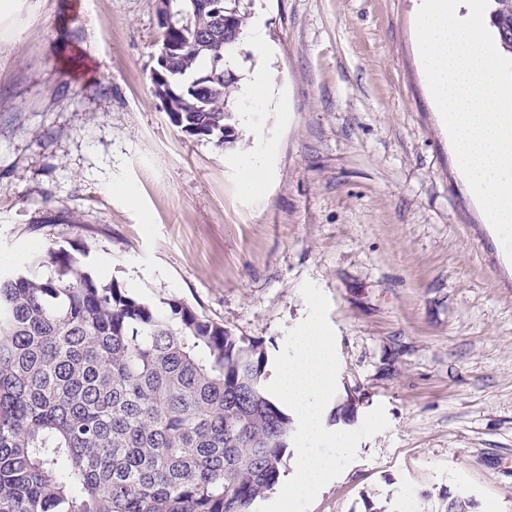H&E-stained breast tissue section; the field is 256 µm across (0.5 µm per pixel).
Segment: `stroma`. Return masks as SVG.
<instances>
[{
	"mask_svg": "<svg viewBox=\"0 0 512 512\" xmlns=\"http://www.w3.org/2000/svg\"><path fill=\"white\" fill-rule=\"evenodd\" d=\"M270 52L233 70L235 148L171 123L150 73L158 0H9L0 10V262L64 247L159 306L171 298L269 355L328 297L334 404L388 426L310 512H512V265L429 102L413 0H241ZM260 168L243 189L242 174ZM136 192V200L124 195ZM415 494L403 502L401 491ZM269 90L270 79L268 72L262 67H256L243 86L242 93L246 97H259L267 95Z\"/></svg>",
	"mask_w": 512,
	"mask_h": 512,
	"instance_id": "stroma-1",
	"label": "stroma"
}]
</instances>
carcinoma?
<instances>
[{"label":"carcinoma","mask_w":512,"mask_h":512,"mask_svg":"<svg viewBox=\"0 0 512 512\" xmlns=\"http://www.w3.org/2000/svg\"><path fill=\"white\" fill-rule=\"evenodd\" d=\"M491 26L512 54V0ZM185 0L164 26L165 110L186 133L239 139L224 70ZM263 344L178 298L158 307L104 284L63 249L0 268V512H253L279 482L292 419L265 388ZM442 512L473 503L444 489Z\"/></svg>","instance_id":"cac0c4a2"}]
</instances>
